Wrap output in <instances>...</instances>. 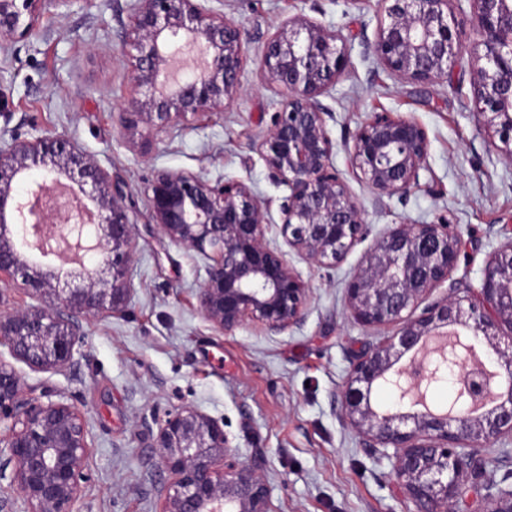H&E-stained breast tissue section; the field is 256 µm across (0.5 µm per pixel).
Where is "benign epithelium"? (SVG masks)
I'll use <instances>...</instances> for the list:
<instances>
[{"label": "benign epithelium", "mask_w": 512, "mask_h": 512, "mask_svg": "<svg viewBox=\"0 0 512 512\" xmlns=\"http://www.w3.org/2000/svg\"><path fill=\"white\" fill-rule=\"evenodd\" d=\"M207 0H131L134 26L123 38L132 57L134 84L144 98L119 113L134 134L139 124L163 127L224 109L237 93L251 34L244 22L206 6ZM383 0L372 53L391 72L417 83L449 76L464 52L484 61L470 93L484 127L498 136L496 149L512 158V0ZM57 0H0V46L36 24L39 11ZM471 30L476 40L461 42ZM336 32L304 17L288 20L263 44L261 80L283 99L271 128L251 144L269 176L288 187L280 233L304 259L332 267L368 233L366 209L336 168L319 97L336 86L347 65ZM346 147L349 171L372 192L379 209L419 185L429 140L411 116L374 112ZM150 225L208 260L197 293L199 311L216 328L232 331L247 321L271 334L302 324L309 297L286 253L267 240V205L242 181L206 180L192 173L156 172L148 187ZM127 187L81 148L55 135L22 139L0 135V275L35 303L0 309V347L33 371L70 368L84 323L101 311H122L135 288L130 264L136 223ZM102 256L55 283L29 265L18 240L73 264V247ZM461 233L446 222L391 224L377 238L347 283L355 320L393 334L355 356L341 394V411L363 447L393 460V472L413 512H455L471 490L485 512H512V484L487 478L479 449L512 443V237L486 262L480 284L450 281L461 254ZM449 292L432 293L443 284ZM463 326L487 341L496 369L461 341ZM416 351L390 376L392 357ZM452 380L446 407L424 405L426 393ZM388 385L404 401L413 393L423 409L376 411L373 388ZM40 401L22 377L0 360V478L12 481L29 512H74L90 454L85 416L59 398ZM153 447L168 478L159 512H270L257 458L230 446L217 421L183 407L158 425Z\"/></svg>", "instance_id": "7a95c632"}]
</instances>
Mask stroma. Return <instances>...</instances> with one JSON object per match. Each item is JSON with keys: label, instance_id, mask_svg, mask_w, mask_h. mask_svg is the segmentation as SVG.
Returning <instances> with one entry per match:
<instances>
[{"label": "stroma", "instance_id": "stroma-1", "mask_svg": "<svg viewBox=\"0 0 512 512\" xmlns=\"http://www.w3.org/2000/svg\"><path fill=\"white\" fill-rule=\"evenodd\" d=\"M224 10L252 34L237 98L202 120L150 129L146 149L118 121L140 95L120 39L131 24L127 0H61L10 44L0 73V128L79 145L128 184L138 222L136 293L126 310L90 319L70 370L17 369L27 386L64 394L85 415L93 448L79 512H158L166 474L148 428L185 406L217 420L243 456L263 457L271 512H408L391 460L363 448L341 413L354 355L381 337L351 316L346 285L387 225L443 220L458 226L465 245L453 279L478 285L489 254L512 233V159L491 146L476 113L467 87L471 57L450 77L423 85L372 54L381 0H224ZM299 16L336 30L348 51L345 73L321 98L337 169L346 171L345 145L373 112L406 114L424 127L427 167L419 188L380 209L371 207L365 184L350 180L368 207L369 231L336 267L288 252L311 290L301 326L270 335L250 323L225 333L197 306L206 259L146 231L147 190L162 169L245 182L267 205L268 239L282 243L288 189L269 177L250 145L280 106L276 89L259 77L262 42Z\"/></svg>", "mask_w": 512, "mask_h": 512}]
</instances>
